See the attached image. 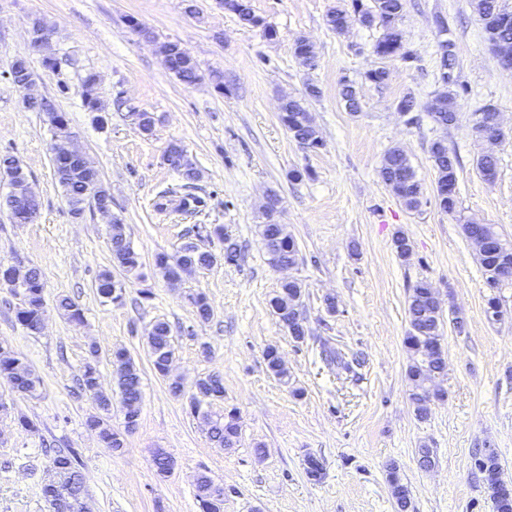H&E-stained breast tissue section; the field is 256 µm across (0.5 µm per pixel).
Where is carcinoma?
I'll return each mask as SVG.
<instances>
[{"instance_id":"1","label":"carcinoma","mask_w":512,"mask_h":512,"mask_svg":"<svg viewBox=\"0 0 512 512\" xmlns=\"http://www.w3.org/2000/svg\"><path fill=\"white\" fill-rule=\"evenodd\" d=\"M236 3L234 13L239 21L250 27H261L265 36H276L273 27L257 16L250 0H233ZM403 0H349L344 6L332 8L327 14L328 26L342 33L347 28V21L354 17L365 27L377 25L382 28L381 37L373 45V52L382 59L398 57L407 62L414 60L413 54L404 50L400 21L403 14ZM475 9L483 21L487 40L493 50L504 47L512 50V22L501 23V13L507 11L501 0H475ZM165 67L182 83L192 85L201 79L196 60L182 53L177 42H168L161 46ZM34 75L30 62L26 58L16 59L10 69L13 81ZM445 88L419 105L414 97L407 95L397 104L402 112H415L424 109L431 119L447 128L459 122L458 100L469 95L467 88L453 79L444 81ZM83 105L89 112H98V120H103L101 112L105 106L97 96V75L88 72L82 77ZM319 90L314 85L306 88L305 96L288 98V112L281 119L292 138L298 143H305L314 149L323 146V139L306 106V98L316 97ZM341 97L346 110L351 113L360 111V100L355 86L346 81L343 83ZM48 116L53 135L70 136L68 119L63 112L57 111L53 101L41 108ZM139 130L149 136L155 127V117L150 112L132 113ZM430 159L435 170V184L440 209L448 214L458 212L457 167L458 157L448 151V146L436 140L429 149ZM166 162L176 169L184 180L181 189H168L160 192L155 208L165 211L172 207L184 213H196L202 205V199L194 193V183L199 178V171L186 154V150L178 143H171L164 152ZM498 159L492 153H481L476 158V169L487 181L495 178ZM54 176L63 190L70 213L76 219L83 218L87 207L91 206L88 196L89 188L97 189L98 200L112 203V196L101 184L97 169L85 158L70 161H54ZM380 176L385 185L409 210H416L422 202L423 187L417 179L407 153L399 146H393L384 155ZM0 180H5L10 191L0 196V210L18 216V223L24 224L28 215L39 212L40 199L29 184L28 178L17 159L10 155H0ZM280 199L277 194L269 196L266 209L268 222L260 225V236L263 241L271 266L294 265L299 260V250L295 239L288 233L286 225L278 223L274 216L278 212ZM461 233L469 241L492 238L501 243L497 252H476V258L485 275V282L490 293L486 296V306L502 307L499 289L512 285V241L502 238L492 224H475L466 222L460 225ZM211 233L224 240V261L237 260L238 244L224 235L220 225L213 227ZM109 242L112 253L113 267L130 273L140 265V255L134 250L127 239L126 225L115 217L109 225ZM393 247L397 257L405 261L412 253V244L408 235L399 230L393 237ZM219 261V257L209 250L201 248L194 242L184 244L173 254L159 253L155 256L156 266L171 282H179L187 276L207 270ZM19 288L26 294V301L16 312V319L23 328L34 332L39 320V308L44 300V282L42 272L37 267H30L23 273ZM97 294L112 303L123 300V287L112 271L104 270L97 278ZM302 284L296 280L281 283L280 292L271 300L273 313L278 322L286 329L295 325L296 315L302 306ZM189 304L198 318L206 321L212 314L211 305L202 292L187 295ZM409 326L413 330L407 332L404 344L412 355V363L407 369V378L411 383L410 399L416 407L419 417L427 414L431 379L444 374L447 363L442 349L436 347L437 337L441 335L442 310L435 306L431 284L421 279L412 287L407 300ZM149 349L153 368L157 373L166 375V365L174 355V341L171 328L165 321H157L150 332ZM325 359L336 364L347 373L355 372L361 365L356 355L348 356L339 350L329 349ZM112 360L116 365L117 385L120 404L124 415V423L136 424L140 415L142 402L140 372L125 349L112 351ZM266 366L269 372L279 379L288 377V372L281 364L278 351L268 348L265 352ZM0 379L10 384L11 389L22 394H32L40 386V378L36 376L23 358L6 346L0 349ZM195 387L207 395L201 399L195 395L190 397L191 411H200L201 404L224 400V383L216 374H208L197 380ZM80 388L94 399L101 413L87 419V426L98 431L99 438L106 448L113 452L124 448V433L112 428L110 412L112 397L102 391L98 372L83 370ZM208 426L210 440L219 448L230 449L239 442V424L235 414L213 419L203 415ZM51 464L62 468L67 481L81 501H86L82 482L81 462L73 448H59L54 451ZM483 465L493 471L496 480L487 484L494 512H512V493L507 487L512 482L504 477L496 452L483 455ZM389 481L393 488L399 512H407L409 507V491L400 481L397 472L389 473ZM210 478L201 474L196 482V497L202 512H224V498H215L209 492Z\"/></svg>"}]
</instances>
